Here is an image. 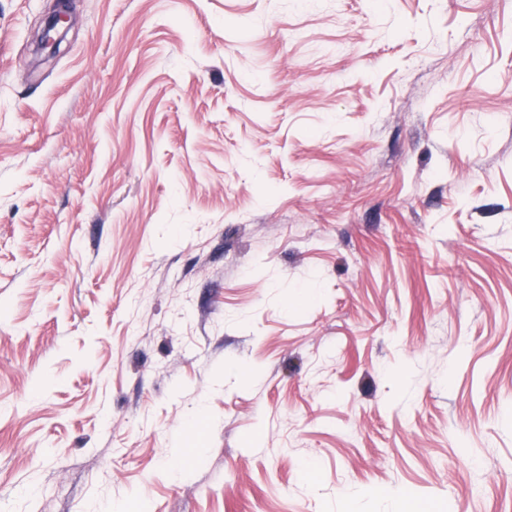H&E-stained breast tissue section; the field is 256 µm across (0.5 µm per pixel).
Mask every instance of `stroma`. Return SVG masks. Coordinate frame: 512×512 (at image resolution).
<instances>
[{
  "instance_id": "stroma-1",
  "label": "stroma",
  "mask_w": 512,
  "mask_h": 512,
  "mask_svg": "<svg viewBox=\"0 0 512 512\" xmlns=\"http://www.w3.org/2000/svg\"><path fill=\"white\" fill-rule=\"evenodd\" d=\"M0 0V512H512V0ZM50 14L45 18L44 24L37 35V49L47 61L54 58L59 52L62 43L70 28L69 4L70 0H55Z\"/></svg>"
}]
</instances>
